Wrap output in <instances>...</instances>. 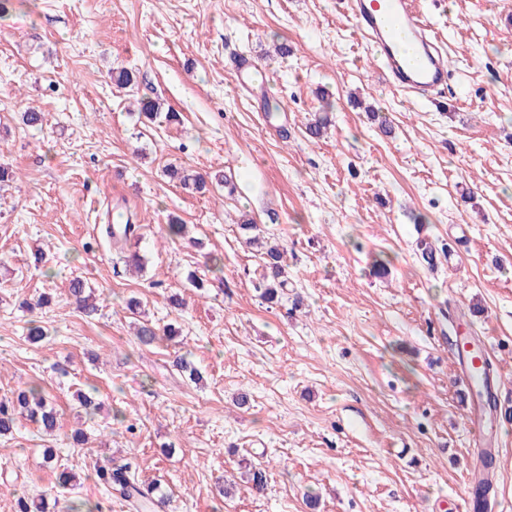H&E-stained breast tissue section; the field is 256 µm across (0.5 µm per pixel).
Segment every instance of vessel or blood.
I'll list each match as a JSON object with an SVG mask.
<instances>
[{
    "mask_svg": "<svg viewBox=\"0 0 512 512\" xmlns=\"http://www.w3.org/2000/svg\"><path fill=\"white\" fill-rule=\"evenodd\" d=\"M352 18L366 43L374 50L389 81L401 91L418 98L431 96L448 83V56L430 23L417 11L415 0H351ZM239 85L257 89L269 82L252 59L240 57L236 65ZM487 349H463L457 354L460 373L471 378L480 368ZM474 428L472 465L462 497V512H478L477 489L493 491L498 481L495 467L486 463L498 451L487 436L479 416H471Z\"/></svg>",
    "mask_w": 512,
    "mask_h": 512,
    "instance_id": "obj_1",
    "label": "vessel or blood"
}]
</instances>
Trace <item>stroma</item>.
<instances>
[{
  "label": "stroma",
  "mask_w": 512,
  "mask_h": 512,
  "mask_svg": "<svg viewBox=\"0 0 512 512\" xmlns=\"http://www.w3.org/2000/svg\"><path fill=\"white\" fill-rule=\"evenodd\" d=\"M418 5L453 72L432 102L389 84L341 0H10L0 400L39 386L59 427L26 421L0 438V512L42 493L53 512H131L92 477L131 457L165 498L158 512H310L309 493L319 512H453L472 448L452 348L462 326L491 347L495 465L512 501V0ZM241 54L273 72L268 92L236 88ZM116 68L133 89L113 84ZM142 98L160 103L156 121ZM29 108L41 128L22 123ZM170 166L228 182L187 188ZM114 215L137 226L127 243L100 232ZM173 217L189 229L175 241ZM250 235L285 250L277 305L252 286ZM423 238L447 253L427 264ZM76 277L96 313L69 298ZM33 320L48 333L35 345ZM140 320L175 332L142 345ZM47 448L78 473L68 489L42 468ZM250 464L266 470L262 495ZM228 476L237 488L218 497Z\"/></svg>",
  "instance_id": "35a3bbf8"
}]
</instances>
